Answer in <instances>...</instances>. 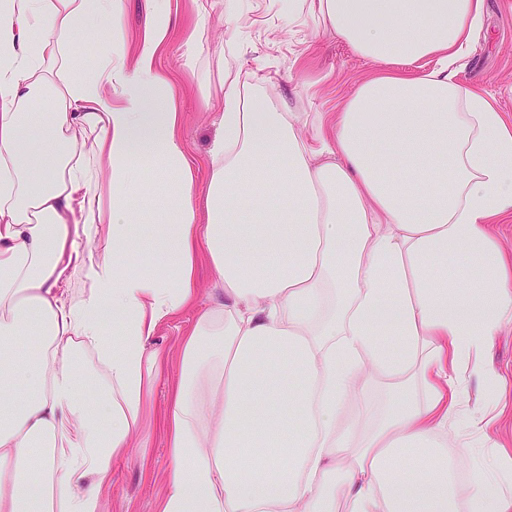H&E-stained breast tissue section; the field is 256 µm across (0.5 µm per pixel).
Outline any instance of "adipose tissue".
Segmentation results:
<instances>
[{
	"instance_id": "adipose-tissue-1",
	"label": "adipose tissue",
	"mask_w": 512,
	"mask_h": 512,
	"mask_svg": "<svg viewBox=\"0 0 512 512\" xmlns=\"http://www.w3.org/2000/svg\"><path fill=\"white\" fill-rule=\"evenodd\" d=\"M124 9L0 0V512H104L132 438L150 439V340L196 308L204 263L220 293L181 338L158 512H512V452L482 453L503 412L463 408L460 381L503 386L481 356L512 324L493 233L512 120L457 79L484 0H311L372 74L309 140L228 81L200 201L157 67L170 26L148 9L128 42ZM91 32L109 47L93 66L72 50ZM146 155L169 177L147 238ZM144 245L164 266L124 272ZM369 371L391 405L341 419ZM450 434L471 451L462 499Z\"/></svg>"
}]
</instances>
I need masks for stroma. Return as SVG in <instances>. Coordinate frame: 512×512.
Returning a JSON list of instances; mask_svg holds the SVG:
<instances>
[{"label":"stroma","instance_id":"1","mask_svg":"<svg viewBox=\"0 0 512 512\" xmlns=\"http://www.w3.org/2000/svg\"><path fill=\"white\" fill-rule=\"evenodd\" d=\"M169 42L159 57L182 112L183 138L196 172V190L206 189L210 149L224 110V80L246 94L264 91L290 112L335 111L371 73V64L329 31L318 15L289 0H170ZM208 25L195 47V65L184 64V40L199 17ZM461 84L489 95L512 116V0H486L483 26L458 72ZM195 318L187 310L161 324L151 346L164 360L143 424L153 429L148 447L131 445L107 493L106 512H155L171 462L158 431L176 382L181 336Z\"/></svg>","mask_w":512,"mask_h":512}]
</instances>
